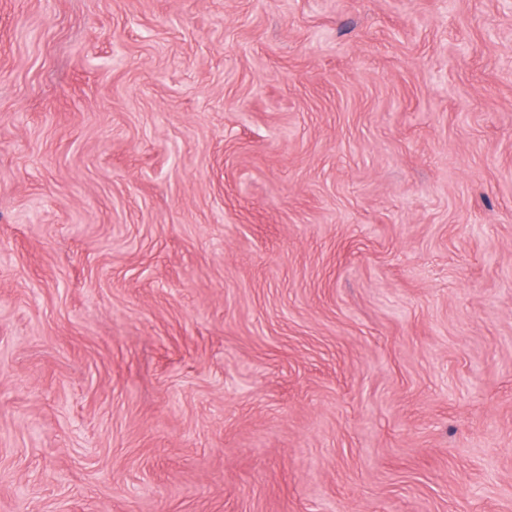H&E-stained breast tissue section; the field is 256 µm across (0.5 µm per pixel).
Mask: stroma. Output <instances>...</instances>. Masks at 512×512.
Masks as SVG:
<instances>
[{
    "instance_id": "obj_1",
    "label": "stroma",
    "mask_w": 512,
    "mask_h": 512,
    "mask_svg": "<svg viewBox=\"0 0 512 512\" xmlns=\"http://www.w3.org/2000/svg\"><path fill=\"white\" fill-rule=\"evenodd\" d=\"M0 512H512V0H0Z\"/></svg>"
}]
</instances>
